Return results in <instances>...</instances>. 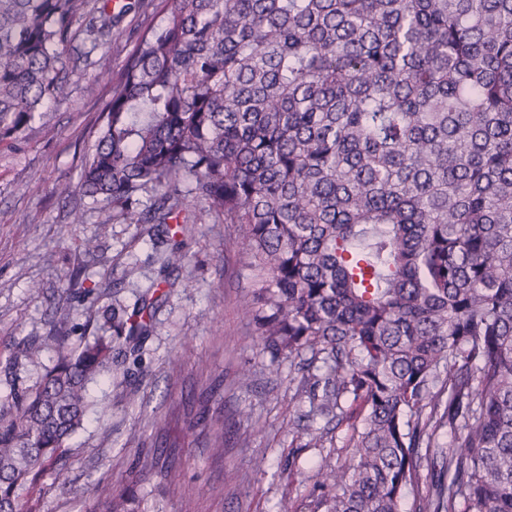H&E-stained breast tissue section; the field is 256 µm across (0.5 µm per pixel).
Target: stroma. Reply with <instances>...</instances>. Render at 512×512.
Segmentation results:
<instances>
[{"instance_id":"35a3bbf8","label":"stroma","mask_w":512,"mask_h":512,"mask_svg":"<svg viewBox=\"0 0 512 512\" xmlns=\"http://www.w3.org/2000/svg\"><path fill=\"white\" fill-rule=\"evenodd\" d=\"M154 19L147 5L119 19L69 99L47 107L53 138L35 124L18 150L0 151V367L14 362L19 386L33 385L54 363L53 352L30 360L22 349L48 331L64 289L72 291L75 344L102 333L108 306L137 308L151 286L160 295L130 377L106 372L90 383L94 411L65 466L41 479L28 506L89 512L99 486L135 495L148 512L188 505L194 512H276L283 497L306 499L321 457L347 461L349 429L321 416L317 401L300 391L302 378L316 371L309 353L275 357L255 336L241 310L252 279L233 246L238 227L208 220L157 243L139 225L103 224L77 188L110 97L107 73ZM76 208L84 214L79 224ZM93 236L100 247L89 254L84 242ZM177 243L187 259L163 271L160 257ZM35 283L40 292H32ZM219 434L224 452L217 455L211 444ZM147 461L153 470H144ZM170 466L181 473L178 483L162 476Z\"/></svg>"}]
</instances>
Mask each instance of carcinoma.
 I'll return each instance as SVG.
<instances>
[{"label": "carcinoma", "mask_w": 512, "mask_h": 512, "mask_svg": "<svg viewBox=\"0 0 512 512\" xmlns=\"http://www.w3.org/2000/svg\"><path fill=\"white\" fill-rule=\"evenodd\" d=\"M117 71L79 187L168 226L192 197L235 224L264 348L322 363L319 407L357 404L339 465L278 512H512V0H158ZM99 0H0V148L112 38ZM81 29H76V24ZM153 202L142 207L143 195ZM70 291L24 356L56 354L0 408V512H24L138 356L154 299L70 343ZM95 512H148L101 491Z\"/></svg>", "instance_id": "cac0c4a2"}]
</instances>
